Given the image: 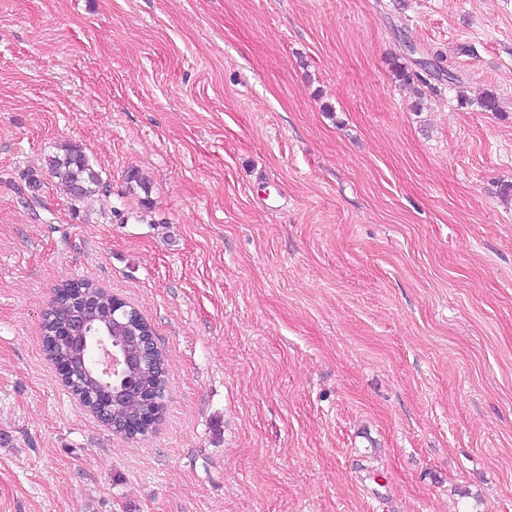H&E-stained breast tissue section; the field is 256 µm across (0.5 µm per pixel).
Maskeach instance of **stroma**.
<instances>
[{
    "mask_svg": "<svg viewBox=\"0 0 512 512\" xmlns=\"http://www.w3.org/2000/svg\"><path fill=\"white\" fill-rule=\"evenodd\" d=\"M505 184L512 0H0V512H512ZM65 279L150 323L146 435L46 357ZM61 150V155L49 159L53 176L75 201L94 195L100 185V176L88 156L76 145H66ZM120 390L112 387L109 383H102L101 389L94 391V393L83 392L82 400L79 399L81 404L89 410V406H95L101 409V417L106 420L111 419L110 413L106 412L105 404L109 399L118 400L120 397ZM90 411V410H89Z\"/></svg>",
    "mask_w": 512,
    "mask_h": 512,
    "instance_id": "1",
    "label": "stroma"
}]
</instances>
